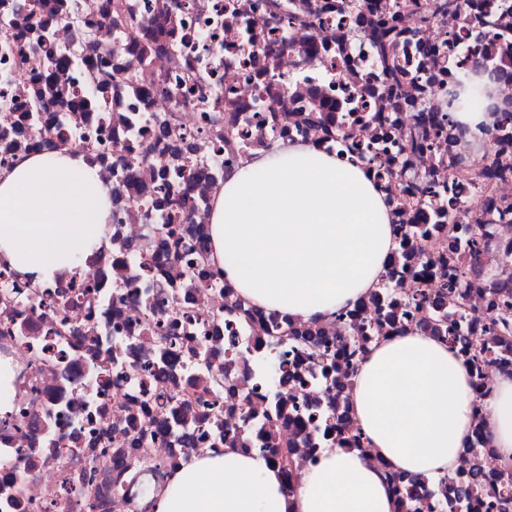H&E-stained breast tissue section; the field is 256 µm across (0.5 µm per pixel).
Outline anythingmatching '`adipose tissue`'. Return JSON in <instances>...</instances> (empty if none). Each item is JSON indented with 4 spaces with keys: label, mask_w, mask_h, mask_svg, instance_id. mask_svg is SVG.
Returning <instances> with one entry per match:
<instances>
[{
    "label": "adipose tissue",
    "mask_w": 512,
    "mask_h": 512,
    "mask_svg": "<svg viewBox=\"0 0 512 512\" xmlns=\"http://www.w3.org/2000/svg\"><path fill=\"white\" fill-rule=\"evenodd\" d=\"M110 221L108 187L68 151L0 171V262L23 278L44 284L83 272L108 247ZM209 233L214 272L254 306L305 321L359 302L394 249L385 194L365 164L290 142L225 178ZM491 390L484 425L499 461L512 463V376L495 377ZM351 400L371 455L325 449L290 492L259 455L203 453L175 471L155 512H395L383 467L432 481L454 473L478 394L446 344L408 333L372 345Z\"/></svg>",
    "instance_id": "obj_1"
}]
</instances>
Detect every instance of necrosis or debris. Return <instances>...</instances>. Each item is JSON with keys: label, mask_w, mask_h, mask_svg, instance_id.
<instances>
[{"label": "necrosis or debris", "mask_w": 512, "mask_h": 512, "mask_svg": "<svg viewBox=\"0 0 512 512\" xmlns=\"http://www.w3.org/2000/svg\"><path fill=\"white\" fill-rule=\"evenodd\" d=\"M0 4V170L18 157L68 147L112 192L109 248L83 277L26 287L0 263V357L11 360V407L0 415V512H152L178 467L210 450L261 453L269 427L297 468L335 438V408L350 403L351 367L329 402L321 371L296 337L305 323L258 313L197 263L210 206L241 161L272 143L301 141L365 158L386 194L394 229L422 227L390 263L400 296L443 289L442 249L487 229L460 291L471 343L495 360L470 368L477 391L512 374V334L489 330L493 276L512 260V171L482 175L492 152L512 155V123L487 114L482 135L454 128L452 143L415 146L418 129L448 125L461 71L484 53L512 58V35L488 43L477 9L426 15V0H29ZM395 28L378 52L376 25ZM97 31L101 45L83 34ZM97 72V101L85 90ZM169 116L167 135L156 121ZM206 168L190 174L193 164ZM164 236L169 255L142 250ZM377 288L318 328L329 343L372 344L428 333L431 311L382 323ZM172 349H164L160 329ZM256 429L242 428L243 416ZM506 479L489 438L470 436L455 472L423 512H488L455 497L473 463Z\"/></svg>", "instance_id": "4bbe7bcc"}]
</instances>
